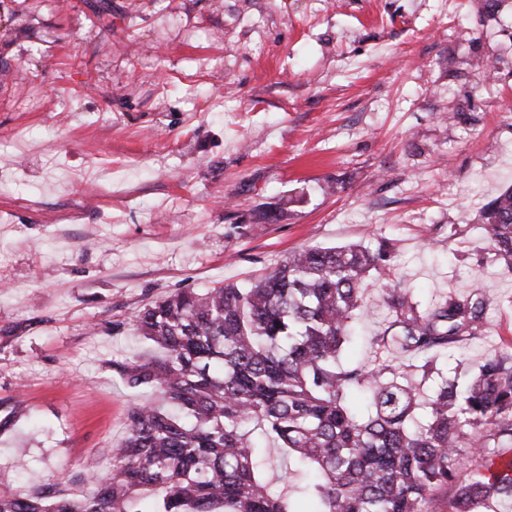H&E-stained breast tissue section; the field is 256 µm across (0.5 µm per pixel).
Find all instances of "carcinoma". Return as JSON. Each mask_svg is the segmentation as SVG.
<instances>
[{
  "label": "carcinoma",
  "mask_w": 512,
  "mask_h": 512,
  "mask_svg": "<svg viewBox=\"0 0 512 512\" xmlns=\"http://www.w3.org/2000/svg\"><path fill=\"white\" fill-rule=\"evenodd\" d=\"M276 204L255 224H275ZM494 256L512 261V189L481 212ZM389 248L308 246L246 288L179 290L141 309L133 332L158 355L126 367L154 399L128 414L112 473L80 498L46 488L0 491V512H512V352L444 379L420 400L430 354L481 333L491 295L479 289L422 309L393 279ZM382 282L391 324L370 367L339 351ZM21 404L0 400V430ZM479 467L454 468L459 448ZM273 449L284 469L267 472Z\"/></svg>",
  "instance_id": "obj_1"
}]
</instances>
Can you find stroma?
I'll return each instance as SVG.
<instances>
[{"label": "stroma", "mask_w": 512, "mask_h": 512, "mask_svg": "<svg viewBox=\"0 0 512 512\" xmlns=\"http://www.w3.org/2000/svg\"><path fill=\"white\" fill-rule=\"evenodd\" d=\"M512 187V0H0V431L17 494L112 462L149 357L130 323L312 245L393 247L420 306L494 294L440 374L512 351L475 215ZM282 203L275 224L257 210ZM356 320L344 366L392 318Z\"/></svg>", "instance_id": "obj_1"}]
</instances>
